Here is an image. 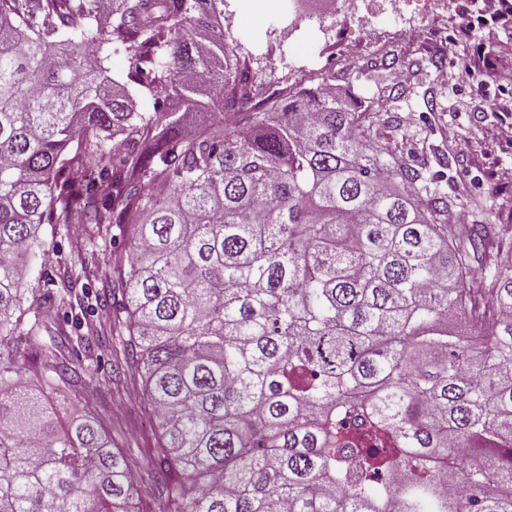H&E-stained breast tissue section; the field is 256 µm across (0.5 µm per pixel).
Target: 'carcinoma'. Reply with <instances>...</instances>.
I'll return each mask as SVG.
<instances>
[{"label": "carcinoma", "mask_w": 512, "mask_h": 512, "mask_svg": "<svg viewBox=\"0 0 512 512\" xmlns=\"http://www.w3.org/2000/svg\"><path fill=\"white\" fill-rule=\"evenodd\" d=\"M144 2L0 0V512L133 496L14 366L25 260L74 212L126 230L112 290L178 475L164 512H512V246L448 233L332 72L274 94L225 0Z\"/></svg>", "instance_id": "obj_1"}]
</instances>
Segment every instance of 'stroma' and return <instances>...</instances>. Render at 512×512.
Segmentation results:
<instances>
[{
    "label": "stroma",
    "instance_id": "obj_1",
    "mask_svg": "<svg viewBox=\"0 0 512 512\" xmlns=\"http://www.w3.org/2000/svg\"><path fill=\"white\" fill-rule=\"evenodd\" d=\"M479 0H354L353 18L327 13L324 0H302L292 42H282L289 22L281 0H230L224 12L227 46L251 55L259 79L269 81L308 65L312 56L328 61L354 51L356 62L336 70L337 96L359 98L380 110L377 133L385 147L414 160L422 185L448 198L449 232L469 224L495 223L496 237L512 241V147H500L485 133L512 109V83L470 79L464 59L512 53V27L486 23L463 29L464 16ZM347 30L346 41L334 38ZM416 32V44L390 39L391 31ZM490 102L478 112L475 99ZM41 244L29 255L24 286L32 312L14 334L16 360L33 388H41L57 366L51 404L60 414L97 419L112 450L122 453L134 479V512H162L167 494L157 473L163 460L161 431L141 392V378L126 349V315L112 295V266L126 238L115 226L88 233L80 224H46ZM82 267L79 283L59 293L62 279Z\"/></svg>",
    "mask_w": 512,
    "mask_h": 512
}]
</instances>
